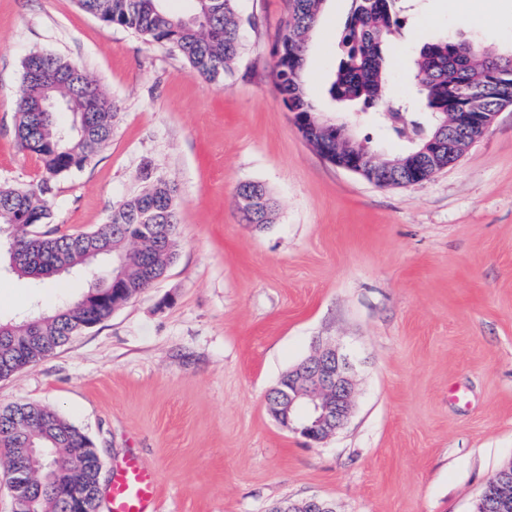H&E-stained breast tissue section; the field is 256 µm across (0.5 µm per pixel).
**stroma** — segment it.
Wrapping results in <instances>:
<instances>
[{
	"label": "stroma",
	"instance_id": "35a3bbf8",
	"mask_svg": "<svg viewBox=\"0 0 512 512\" xmlns=\"http://www.w3.org/2000/svg\"><path fill=\"white\" fill-rule=\"evenodd\" d=\"M243 52L223 81L75 0H0V185L42 167L15 125L22 62L80 64L118 111L112 138L57 180L62 233L103 223L149 166L177 190L179 244L152 287L52 355L0 379V408L59 411L94 443L101 489L134 455L158 475L159 512H269L319 498L335 512H473L512 461V106L454 165L383 187L302 136L272 70L290 0H238ZM351 0H327L305 80L322 121L373 150H404L375 115L326 94ZM512 44V0H416L388 46V93L422 111L420 46L446 35ZM258 181L275 223H243ZM83 273L40 283L0 266V318L80 296ZM321 343L349 355V420L315 443L283 428L267 395Z\"/></svg>",
	"mask_w": 512,
	"mask_h": 512
}]
</instances>
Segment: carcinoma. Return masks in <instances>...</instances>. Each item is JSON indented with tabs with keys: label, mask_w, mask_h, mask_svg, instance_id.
<instances>
[{
	"label": "carcinoma",
	"mask_w": 512,
	"mask_h": 512,
	"mask_svg": "<svg viewBox=\"0 0 512 512\" xmlns=\"http://www.w3.org/2000/svg\"><path fill=\"white\" fill-rule=\"evenodd\" d=\"M79 7L103 22L124 27L151 42L177 50L198 75L207 80L224 77L238 62L242 33L237 0H191V15L172 12L167 0H77ZM326 0H292L288 28L279 41L273 69L274 84L284 106L294 114L298 129L321 124L303 79L307 44ZM404 24L401 0H352L351 12L339 35L338 64L329 83L333 101L377 106L386 93V46ZM478 44L463 50L453 39L423 44L417 55L414 80L434 119L424 129L432 137L459 102L473 80L488 67L493 56ZM501 67L512 68V49L496 55ZM23 91L19 102L16 137L21 147L35 155L42 175L25 188L0 185V227L15 226L17 248L11 269L36 280L56 276L60 265L78 268L95 283L92 249L122 254L124 284L135 299L173 262L179 239V204L176 189L149 166L142 169L143 189L117 204L104 223L79 233L60 234L48 228L57 177L84 168L112 138L117 105L107 98L83 67L60 55L33 51L22 62ZM62 104L72 116L68 131L56 119H41L44 99ZM424 140L409 144L397 162L401 172L413 170L429 179L431 169L415 152ZM387 158L379 159L383 163ZM256 221L272 224L274 202L262 188L254 210ZM135 224H160L165 234L139 244L127 253L123 245ZM112 281L90 288L78 298L52 309H39L37 320H9L0 334V379L52 355L70 338L72 321L100 323L112 315L105 303L85 304L89 295L110 287ZM83 433L61 414L31 403L0 408V458L10 465L27 458L26 449L45 450L27 512H70L69 498L91 495L97 468L82 442Z\"/></svg>",
	"instance_id": "carcinoma-1"
}]
</instances>
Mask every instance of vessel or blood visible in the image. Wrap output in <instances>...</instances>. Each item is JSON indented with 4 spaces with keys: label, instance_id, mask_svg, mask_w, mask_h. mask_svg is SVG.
Instances as JSON below:
<instances>
[{
    "label": "vessel or blood",
    "instance_id": "vessel-or-blood-1",
    "mask_svg": "<svg viewBox=\"0 0 512 512\" xmlns=\"http://www.w3.org/2000/svg\"><path fill=\"white\" fill-rule=\"evenodd\" d=\"M159 488L155 473L137 456H129L113 477L109 512H158Z\"/></svg>",
    "mask_w": 512,
    "mask_h": 512
}]
</instances>
